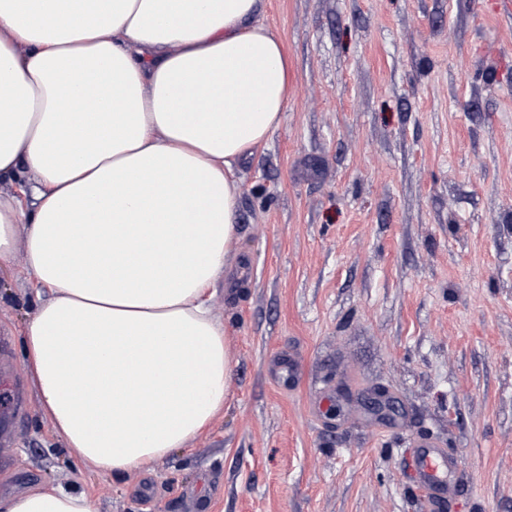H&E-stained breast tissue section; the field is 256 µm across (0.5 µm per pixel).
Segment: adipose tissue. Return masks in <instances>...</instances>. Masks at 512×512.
Here are the masks:
<instances>
[{"label": "adipose tissue", "instance_id": "ef3b65f1", "mask_svg": "<svg viewBox=\"0 0 512 512\" xmlns=\"http://www.w3.org/2000/svg\"><path fill=\"white\" fill-rule=\"evenodd\" d=\"M262 0H0V269L48 291L22 331L73 458L151 469L224 409L207 301L237 242L236 169L294 93ZM0 512H97L44 482Z\"/></svg>", "mask_w": 512, "mask_h": 512}]
</instances>
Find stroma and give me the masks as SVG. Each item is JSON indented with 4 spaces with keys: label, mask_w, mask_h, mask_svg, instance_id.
<instances>
[{
    "label": "stroma",
    "mask_w": 512,
    "mask_h": 512,
    "mask_svg": "<svg viewBox=\"0 0 512 512\" xmlns=\"http://www.w3.org/2000/svg\"><path fill=\"white\" fill-rule=\"evenodd\" d=\"M262 19L295 92L239 173L223 412L149 470L71 458L25 374L40 298L16 257L0 497L51 481L99 512H437L409 466L428 437L460 462L447 512H512V25L492 0H264ZM288 355L291 388L269 370ZM378 385L395 423L359 405Z\"/></svg>",
    "instance_id": "obj_1"
}]
</instances>
